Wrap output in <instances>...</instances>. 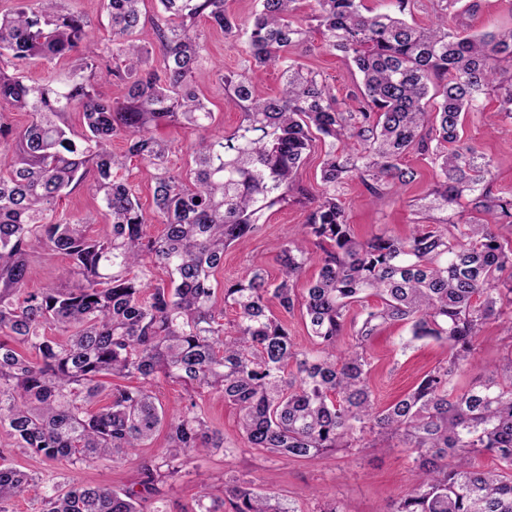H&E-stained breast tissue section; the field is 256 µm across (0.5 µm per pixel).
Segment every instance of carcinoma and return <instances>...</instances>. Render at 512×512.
Listing matches in <instances>:
<instances>
[{"label":"carcinoma","mask_w":512,"mask_h":512,"mask_svg":"<svg viewBox=\"0 0 512 512\" xmlns=\"http://www.w3.org/2000/svg\"><path fill=\"white\" fill-rule=\"evenodd\" d=\"M224 2L158 0L155 67L139 38L142 0H107L112 39L102 47L91 22L60 0H16L0 12V56L13 66L0 70V103L31 114L20 131L0 120V432L73 465L127 461L158 432L166 439L161 461L139 464L136 487L64 476L43 495L42 512H162L156 497L194 456L226 451L198 404L203 393L238 409L250 448L278 457L315 459L366 434L397 439L414 480L390 512H512V355L481 380L456 381L488 324L512 335V236L495 232L512 228V193L493 191L492 159L463 139L467 115L491 94L512 120V26L461 32L456 14L477 7L462 0H431L424 26L404 18L419 0H390L394 10L371 15L362 0H310L303 17L298 0H258L245 27ZM200 17L226 39L247 35L251 61L219 82L241 122L200 137L183 174L168 166L171 144L156 131L213 124L191 84L206 52L193 31ZM313 33L360 73L348 100L290 56ZM31 59L67 67L35 82L22 70ZM270 68L282 87L259 97L256 80ZM99 78L123 83L124 99L102 98ZM74 110L79 133L68 124ZM117 137L121 154L112 152ZM319 144L322 194L298 237L278 247L277 281L261 268L219 281L224 250L258 233L262 211L307 197L297 172ZM411 151L429 160L434 179L414 233L357 238L340 200L345 186L357 180L384 202L415 180L403 163ZM130 157L151 181V215L128 181ZM80 187L100 201L99 233L56 210ZM153 222L163 225L158 237L146 232ZM51 253L70 258L59 283L28 291L31 262ZM313 261L318 276L300 297L296 283ZM161 273L169 283L157 281ZM273 300L287 313L305 308L312 349L297 345ZM228 307L236 318L227 327ZM389 322L409 325L413 341H446L449 356L379 408L366 352ZM162 379L184 386L182 407L163 405ZM480 455L495 466L477 465ZM39 481L0 463V503ZM196 512L301 510L231 475L224 499H200Z\"/></svg>","instance_id":"1"}]
</instances>
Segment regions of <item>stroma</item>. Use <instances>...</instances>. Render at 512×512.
Wrapping results in <instances>:
<instances>
[{"mask_svg": "<svg viewBox=\"0 0 512 512\" xmlns=\"http://www.w3.org/2000/svg\"><path fill=\"white\" fill-rule=\"evenodd\" d=\"M476 2L477 9L461 17L465 32L512 24V0ZM196 30L206 43L207 59L195 72L193 84L215 115L214 132H228L239 124L242 115L238 108L216 94V69L221 66L231 72L242 68L249 58L248 45L243 39L226 40L223 32L212 28L203 18L197 20ZM299 60L326 76L337 100H346L359 80L353 66L323 48L319 38H312L307 46L300 48ZM465 136L478 152L492 158L495 188L512 191V123L503 119L494 100H484L481 112L467 116ZM404 162L416 170V180L399 187L383 203H371L359 182H352L345 189L342 204L358 237H370L383 227L400 237L412 233L413 205L429 189L432 169L427 160L414 153L407 154ZM304 219L303 207L294 202L266 210L260 230L247 248L225 250L224 279H242L256 266L262 267L269 279H277L279 264L272 246L292 238ZM408 337L406 326L387 324L371 343L369 384L378 406H387L409 391L425 372L448 357L446 343L433 340L412 343ZM511 351L512 340L504 328L495 323L488 325L478 341L476 354L459 377L460 383L484 375ZM200 406L223 433L226 449L217 454L197 455L183 476L166 487V512H192L203 490L197 482L201 474L209 478L205 490L210 497H223L225 475L236 474L253 480L262 489L295 500L302 512H314L317 501L324 498L341 500L349 505L351 512H389L392 502L412 481L407 452L397 447L395 439L369 434L362 447L353 451L330 452L311 461L287 460L249 448L233 406L212 395L203 397ZM0 456L42 479L41 485L6 503V512H41L43 482L57 473L73 476L84 484L113 488L129 487L136 480L133 463H115L109 459L90 466L49 462L13 447L11 439L3 434H0Z\"/></svg>", "mask_w": 512, "mask_h": 512, "instance_id": "obj_1", "label": "stroma"}]
</instances>
